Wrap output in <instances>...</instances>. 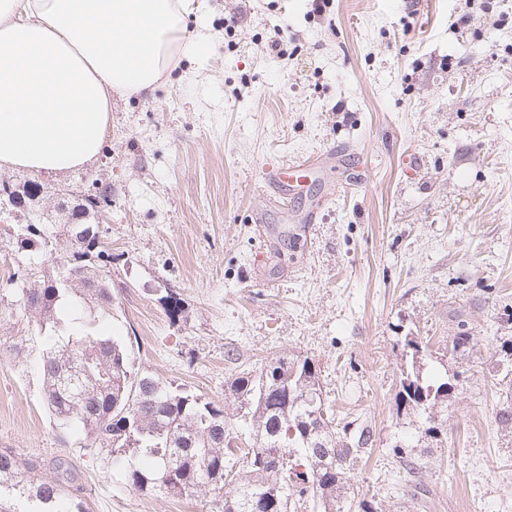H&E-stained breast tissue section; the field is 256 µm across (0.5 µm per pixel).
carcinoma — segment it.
<instances>
[{
	"mask_svg": "<svg viewBox=\"0 0 512 512\" xmlns=\"http://www.w3.org/2000/svg\"><path fill=\"white\" fill-rule=\"evenodd\" d=\"M72 214L78 231L72 253L47 254L49 218L32 217L27 230L0 229V254L13 256L17 272L0 288V352L18 357L42 344V398L55 425L76 432L85 448L107 452L127 485L149 495L183 498L216 493L220 512H288L295 498L309 495L324 512H344L340 490L350 471L373 445L368 426L344 424L335 431L324 418L317 370L309 359L278 358L258 373L243 372L227 386L224 401L207 400L135 373L122 342L100 332L111 316L112 288L90 260L112 261L98 249L96 215L111 184L94 182ZM457 321L451 351L473 348V336ZM459 382L423 381L402 373L399 397L413 410L434 409ZM245 410L254 433L236 466L230 448L236 424L227 402ZM304 458L298 472L292 457ZM424 465L407 464L405 492L420 484ZM48 478L40 464L13 448H0V512H91L78 494L65 459Z\"/></svg>",
	"mask_w": 512,
	"mask_h": 512,
	"instance_id": "1",
	"label": "carcinoma"
}]
</instances>
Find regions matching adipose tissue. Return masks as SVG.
<instances>
[{"instance_id": "ef3b65f1", "label": "adipose tissue", "mask_w": 512, "mask_h": 512, "mask_svg": "<svg viewBox=\"0 0 512 512\" xmlns=\"http://www.w3.org/2000/svg\"><path fill=\"white\" fill-rule=\"evenodd\" d=\"M193 0H0V167L60 171L103 149L113 96L154 91Z\"/></svg>"}]
</instances>
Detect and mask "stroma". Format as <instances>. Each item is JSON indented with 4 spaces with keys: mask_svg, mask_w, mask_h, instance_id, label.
Segmentation results:
<instances>
[{
    "mask_svg": "<svg viewBox=\"0 0 512 512\" xmlns=\"http://www.w3.org/2000/svg\"><path fill=\"white\" fill-rule=\"evenodd\" d=\"M195 2L197 55L176 57L152 94L113 98L96 160L0 178L42 183L47 203L111 184L102 332L134 371L217 400L241 371L312 360L328 415L372 430L350 512H512V425L496 418L512 360L498 343L512 337V0ZM326 151L345 158L312 186L265 191L266 167ZM452 309L478 340L462 356L448 349ZM408 336L427 345L423 380L459 379L435 436L398 402ZM398 445L425 463L417 496L396 488ZM0 446L45 477L67 458L93 512H218L211 493L142 494L55 426L36 347L0 357Z\"/></svg>",
    "mask_w": 512,
    "mask_h": 512,
    "instance_id": "1",
    "label": "stroma"
}]
</instances>
